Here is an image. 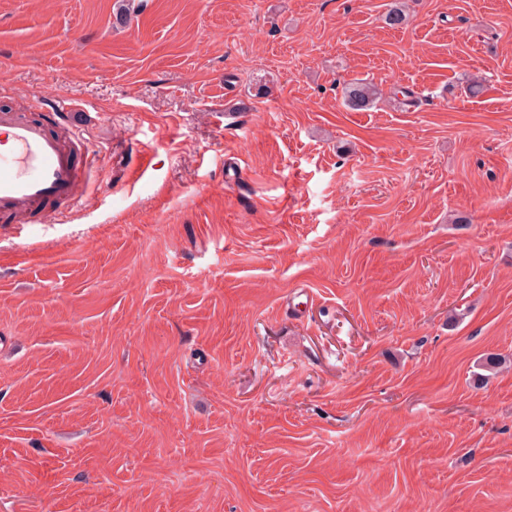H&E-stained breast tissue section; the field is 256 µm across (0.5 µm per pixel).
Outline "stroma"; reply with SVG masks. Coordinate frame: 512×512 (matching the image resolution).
<instances>
[{
    "mask_svg": "<svg viewBox=\"0 0 512 512\" xmlns=\"http://www.w3.org/2000/svg\"><path fill=\"white\" fill-rule=\"evenodd\" d=\"M36 93L100 164L0 223V512H512V0H0ZM383 97L382 90L377 86L361 81L349 83L344 96V103L352 110L371 108Z\"/></svg>",
    "mask_w": 512,
    "mask_h": 512,
    "instance_id": "obj_1",
    "label": "stroma"
}]
</instances>
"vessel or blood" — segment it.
Instances as JSON below:
<instances>
[{
	"label": "vessel or blood",
	"mask_w": 512,
	"mask_h": 512,
	"mask_svg": "<svg viewBox=\"0 0 512 512\" xmlns=\"http://www.w3.org/2000/svg\"><path fill=\"white\" fill-rule=\"evenodd\" d=\"M0 219L16 226L54 224L88 201L97 157L71 113L56 128L0 109Z\"/></svg>",
	"instance_id": "obj_1"
}]
</instances>
